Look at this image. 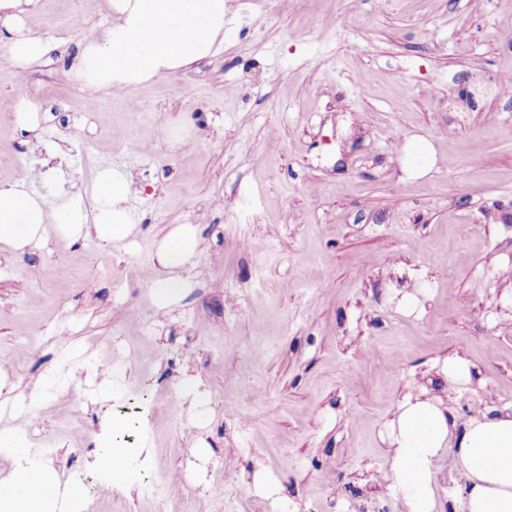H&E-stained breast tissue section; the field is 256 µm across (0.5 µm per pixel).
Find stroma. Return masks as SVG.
<instances>
[{
  "label": "stroma",
  "instance_id": "35a3bbf8",
  "mask_svg": "<svg viewBox=\"0 0 512 512\" xmlns=\"http://www.w3.org/2000/svg\"><path fill=\"white\" fill-rule=\"evenodd\" d=\"M108 20L104 0H41L28 25L59 42L52 59L21 82L0 57L1 183L33 168L38 190L75 191L113 164L141 188L128 249L0 252V428L54 448L60 483L87 490L77 512H396L379 475L405 398L459 425L512 407V98L490 89L512 74V0H227L223 47L139 87L134 112L67 76ZM21 94L51 115L40 138L16 123ZM176 120L192 149L171 146ZM131 124L135 153L116 142ZM171 224L201 247L163 314L151 254ZM131 347L111 397L92 376L68 394L70 362ZM453 356L466 387L439 372ZM112 417L151 454L129 495L92 465ZM162 472L182 477L163 507L147 488Z\"/></svg>",
  "mask_w": 512,
  "mask_h": 512
}]
</instances>
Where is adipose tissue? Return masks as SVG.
Here are the masks:
<instances>
[{
	"label": "adipose tissue",
	"mask_w": 512,
	"mask_h": 512,
	"mask_svg": "<svg viewBox=\"0 0 512 512\" xmlns=\"http://www.w3.org/2000/svg\"><path fill=\"white\" fill-rule=\"evenodd\" d=\"M40 0H0V45L18 74L50 60L57 45L35 34L28 18ZM110 21L86 37L71 79L91 93L133 92L150 81L188 71L224 45L225 0H107ZM36 173L0 184V251L13 255L46 247L51 241L94 238L122 249L139 233V219L129 207L137 189L131 173L101 167L84 192L39 191ZM200 239L194 225H169L151 256L158 276L150 284L155 308L174 309L190 286L184 270L192 264ZM124 421L116 417L101 430L105 440L92 465L109 478L110 487L133 491L124 464L126 451L112 440ZM388 488L400 512H436L434 488L441 472L440 453L449 468L461 469L462 512H512V411H477L456 428L442 402L410 398L390 422ZM0 453L14 462L0 479V512H49L59 498L80 500L81 484L61 487L46 463L32 459L25 435L0 430Z\"/></svg>",
	"instance_id": "obj_1"
}]
</instances>
